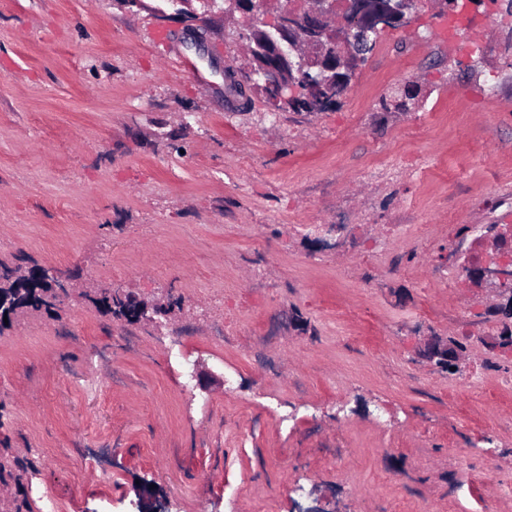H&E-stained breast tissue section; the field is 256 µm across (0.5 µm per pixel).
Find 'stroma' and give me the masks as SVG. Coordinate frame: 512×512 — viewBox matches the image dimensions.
Returning a JSON list of instances; mask_svg holds the SVG:
<instances>
[{
  "label": "stroma",
  "mask_w": 512,
  "mask_h": 512,
  "mask_svg": "<svg viewBox=\"0 0 512 512\" xmlns=\"http://www.w3.org/2000/svg\"><path fill=\"white\" fill-rule=\"evenodd\" d=\"M462 16L423 0L331 110L273 115L218 72L248 71L247 17H215L201 55L169 0H0V262L72 284L0 328V440L33 463L32 512H225L232 486L237 512H512L474 480L512 481L495 294L431 283L449 225L512 224V20ZM308 224L346 231L328 250ZM115 286L170 311L99 312ZM460 315L462 368L438 370L420 349ZM41 279L44 282H47L53 288V293L56 296V299H60L70 294V285L69 279L60 275L54 268L52 267H41L37 270ZM56 299L51 297L49 299L50 302H55Z\"/></svg>",
  "instance_id": "stroma-1"
}]
</instances>
